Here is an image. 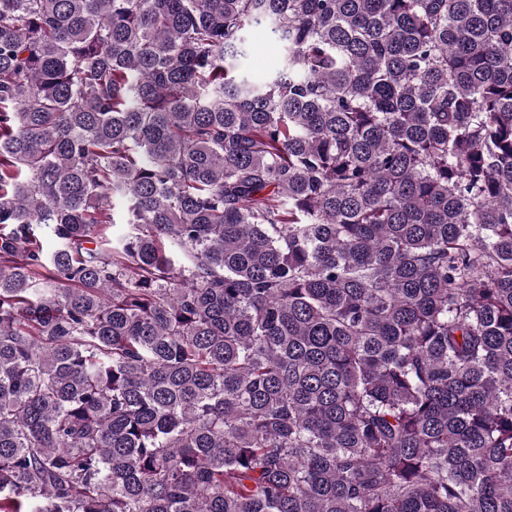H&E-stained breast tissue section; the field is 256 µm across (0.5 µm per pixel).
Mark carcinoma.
I'll list each match as a JSON object with an SVG mask.
<instances>
[{"label": "carcinoma", "mask_w": 512, "mask_h": 512, "mask_svg": "<svg viewBox=\"0 0 512 512\" xmlns=\"http://www.w3.org/2000/svg\"><path fill=\"white\" fill-rule=\"evenodd\" d=\"M0 512H512V0H0ZM248 38L257 50L247 59L240 61L237 67L238 73L259 79L276 72L281 63V50L269 26L251 28Z\"/></svg>", "instance_id": "obj_1"}]
</instances>
